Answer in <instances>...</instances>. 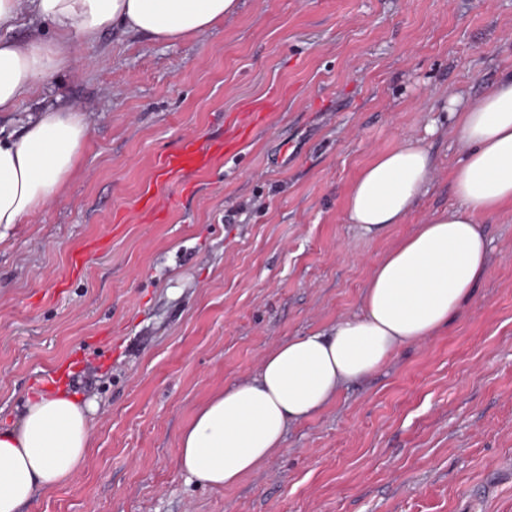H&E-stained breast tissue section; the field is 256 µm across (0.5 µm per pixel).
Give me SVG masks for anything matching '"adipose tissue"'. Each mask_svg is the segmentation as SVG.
<instances>
[{
  "mask_svg": "<svg viewBox=\"0 0 512 512\" xmlns=\"http://www.w3.org/2000/svg\"><path fill=\"white\" fill-rule=\"evenodd\" d=\"M238 0H0V116L42 81L69 68L109 30L174 43L210 30ZM53 24L52 37L10 36L22 16ZM462 156L451 186L459 201L417 225L379 259L361 313L330 330L288 340L258 372L212 397L181 434L177 461L215 488L238 482L283 442L289 424L320 411L338 389L385 365L402 347L454 318L485 276L482 226L512 207V72L474 102L452 98ZM89 140L75 109L46 108L20 134H0V227L22 223L61 195ZM419 139L378 154L345 197L349 223L378 237L406 221L432 179ZM95 404L58 390L27 399L16 424L0 428V512H18L83 466Z\"/></svg>",
  "mask_w": 512,
  "mask_h": 512,
  "instance_id": "adipose-tissue-1",
  "label": "adipose tissue"
}]
</instances>
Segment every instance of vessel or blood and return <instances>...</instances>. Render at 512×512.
I'll use <instances>...</instances> for the list:
<instances>
[{"instance_id":"1","label":"vessel or blood","mask_w":512,"mask_h":512,"mask_svg":"<svg viewBox=\"0 0 512 512\" xmlns=\"http://www.w3.org/2000/svg\"><path fill=\"white\" fill-rule=\"evenodd\" d=\"M238 134L239 130L235 127L225 130L223 138L206 145L190 138L175 152L163 155L155 180L144 195L146 207L153 208L158 205L160 186L187 181L190 176L207 168L216 156L223 153L225 146L236 142Z\"/></svg>"}]
</instances>
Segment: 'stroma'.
<instances>
[{
    "label": "stroma",
    "instance_id": "35a3bbf8",
    "mask_svg": "<svg viewBox=\"0 0 512 512\" xmlns=\"http://www.w3.org/2000/svg\"><path fill=\"white\" fill-rule=\"evenodd\" d=\"M511 71L512 0H239L176 43L103 33L0 117L18 132L72 108L90 129L63 193L0 230V422L57 385L97 404L82 470L20 512H512L506 215L483 226L488 270L460 313L290 424L259 468L213 488L177 463L203 405L359 314L374 263L457 206L447 100ZM241 112L245 140L148 212L162 154ZM407 138L433 178L405 223L362 236L345 195Z\"/></svg>",
    "mask_w": 512,
    "mask_h": 512
}]
</instances>
